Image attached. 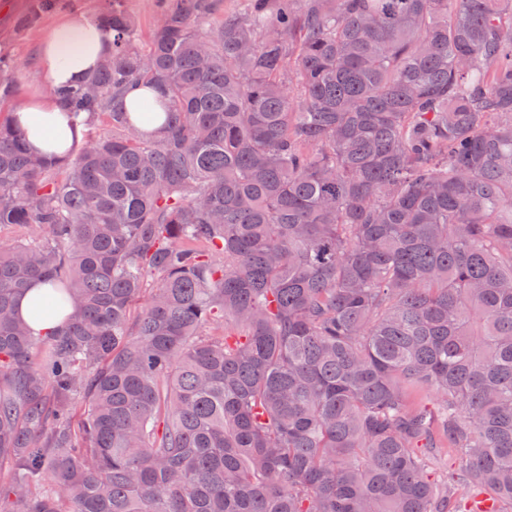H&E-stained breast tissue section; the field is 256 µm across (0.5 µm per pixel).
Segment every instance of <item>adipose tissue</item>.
<instances>
[{"mask_svg": "<svg viewBox=\"0 0 512 512\" xmlns=\"http://www.w3.org/2000/svg\"><path fill=\"white\" fill-rule=\"evenodd\" d=\"M110 45L97 22L84 15L63 18L45 37L37 55L42 92L29 96L12 110V120L27 133L32 153L66 158L83 137L85 127L75 121L53 96L54 88L73 85L93 72ZM45 288L27 290L18 301V313L36 335L60 331L68 320V309L43 313L39 303Z\"/></svg>", "mask_w": 512, "mask_h": 512, "instance_id": "ef3b65f1", "label": "adipose tissue"}]
</instances>
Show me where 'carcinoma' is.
<instances>
[{"instance_id":"carcinoma-1","label":"carcinoma","mask_w":512,"mask_h":512,"mask_svg":"<svg viewBox=\"0 0 512 512\" xmlns=\"http://www.w3.org/2000/svg\"><path fill=\"white\" fill-rule=\"evenodd\" d=\"M214 10L142 47L113 0L64 160L0 114V512H507L512 0ZM36 282L64 331L18 316Z\"/></svg>"}]
</instances>
